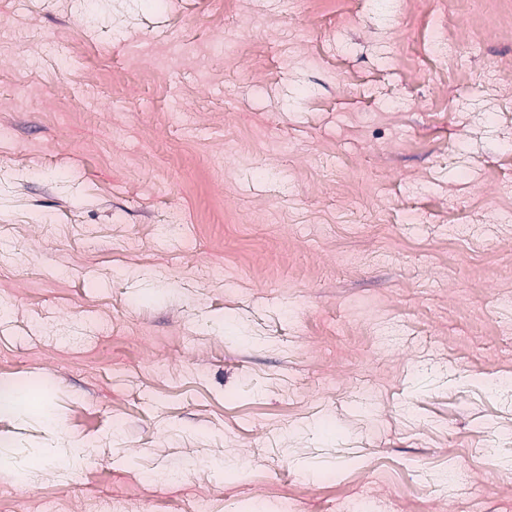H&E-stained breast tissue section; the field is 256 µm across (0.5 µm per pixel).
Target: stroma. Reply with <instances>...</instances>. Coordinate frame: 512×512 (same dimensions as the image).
I'll use <instances>...</instances> for the list:
<instances>
[{
	"mask_svg": "<svg viewBox=\"0 0 512 512\" xmlns=\"http://www.w3.org/2000/svg\"><path fill=\"white\" fill-rule=\"evenodd\" d=\"M74 2L0 0L10 512H512V7Z\"/></svg>",
	"mask_w": 512,
	"mask_h": 512,
	"instance_id": "35a3bbf8",
	"label": "stroma"
}]
</instances>
